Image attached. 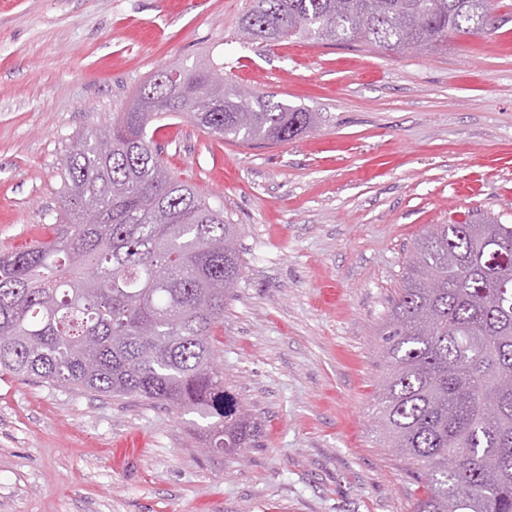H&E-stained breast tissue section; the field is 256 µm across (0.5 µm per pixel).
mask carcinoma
Masks as SVG:
<instances>
[{
  "instance_id": "1",
  "label": "carcinoma",
  "mask_w": 512,
  "mask_h": 512,
  "mask_svg": "<svg viewBox=\"0 0 512 512\" xmlns=\"http://www.w3.org/2000/svg\"><path fill=\"white\" fill-rule=\"evenodd\" d=\"M491 0H253L243 35L400 52L497 28ZM152 112H121L66 154L52 236L0 255V371L104 396L142 397L206 421L205 452L257 445L224 389L215 332L241 278L238 229L166 168L155 122L187 118L242 143H283L317 113L224 81V62L144 83ZM112 140V151L99 143ZM383 439L425 490L415 512H512V224H431L379 329ZM496 410H484L488 396Z\"/></svg>"
}]
</instances>
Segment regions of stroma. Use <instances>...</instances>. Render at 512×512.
<instances>
[{
  "instance_id": "stroma-1",
  "label": "stroma",
  "mask_w": 512,
  "mask_h": 512,
  "mask_svg": "<svg viewBox=\"0 0 512 512\" xmlns=\"http://www.w3.org/2000/svg\"><path fill=\"white\" fill-rule=\"evenodd\" d=\"M500 26L427 53L242 42L249 0H0V254L60 212L61 162L164 67L209 58L320 115L258 147L158 122L168 170L240 227L218 332L224 386L261 425L240 459L203 422L0 377V512H415L376 423L378 330L428 225L512 224V0Z\"/></svg>"
}]
</instances>
